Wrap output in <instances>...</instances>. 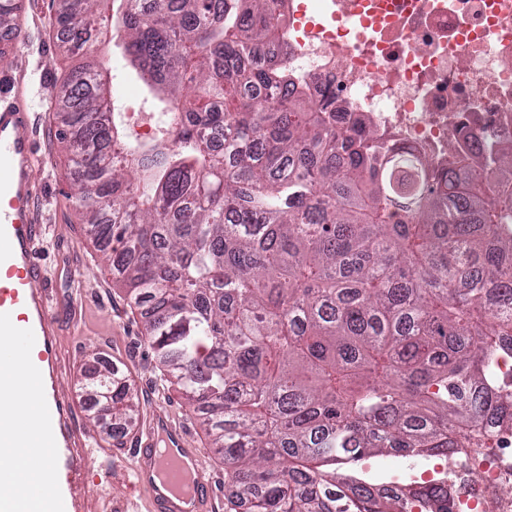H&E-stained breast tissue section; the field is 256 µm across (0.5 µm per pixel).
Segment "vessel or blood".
Wrapping results in <instances>:
<instances>
[{"mask_svg":"<svg viewBox=\"0 0 512 512\" xmlns=\"http://www.w3.org/2000/svg\"><path fill=\"white\" fill-rule=\"evenodd\" d=\"M4 70L9 85L0 91V370L20 355L27 367L14 384L0 386V446L21 451L16 460L0 464V512H97L100 497L112 490V474L99 463V439L77 424L73 399L60 381L56 305L39 259L46 227L38 116L24 69L8 63ZM27 387L38 392L31 426L20 422L10 402L15 390ZM32 467L55 483L53 494L19 487L21 474ZM131 476L151 512H210L213 479L199 449L188 447L185 432L163 410L149 415Z\"/></svg>","mask_w":512,"mask_h":512,"instance_id":"obj_1","label":"vessel or blood"}]
</instances>
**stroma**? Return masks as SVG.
Masks as SVG:
<instances>
[{
	"instance_id": "obj_1",
	"label": "stroma",
	"mask_w": 512,
	"mask_h": 512,
	"mask_svg": "<svg viewBox=\"0 0 512 512\" xmlns=\"http://www.w3.org/2000/svg\"><path fill=\"white\" fill-rule=\"evenodd\" d=\"M58 0H23L19 23L25 37H8L0 30V63L25 61L34 76L48 86L59 84L65 72L78 65L79 57L63 54L53 28ZM38 114L37 144L45 157L40 177L47 194L42 202L43 219L50 231L41 255L57 280L56 309L63 351L61 381L75 401L78 421L98 436L106 449L105 462L112 468L114 489L106 512H147L130 484L131 455L138 446L144 422L124 427L94 424V402L84 390V375L102 359L129 379L139 398L141 411L166 408L175 423L183 425L199 448L219 495L213 512H225L228 489L224 465L215 454L199 420L158 366L143 339L140 312L130 305L116 273L86 237L80 214L70 195L76 173L66 144L58 139L61 128L52 101L35 104Z\"/></svg>"
}]
</instances>
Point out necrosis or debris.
I'll use <instances>...</instances> for the list:
<instances>
[{
    "instance_id": "necrosis-or-debris-1",
    "label": "necrosis or debris",
    "mask_w": 512,
    "mask_h": 512,
    "mask_svg": "<svg viewBox=\"0 0 512 512\" xmlns=\"http://www.w3.org/2000/svg\"><path fill=\"white\" fill-rule=\"evenodd\" d=\"M286 57L311 98L399 152L474 157L512 142V0H286ZM457 512H512V448L449 451Z\"/></svg>"
}]
</instances>
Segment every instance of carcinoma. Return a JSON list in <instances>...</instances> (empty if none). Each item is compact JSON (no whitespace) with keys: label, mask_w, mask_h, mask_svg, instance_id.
Wrapping results in <instances>:
<instances>
[{"label":"carcinoma","mask_w":512,"mask_h":512,"mask_svg":"<svg viewBox=\"0 0 512 512\" xmlns=\"http://www.w3.org/2000/svg\"><path fill=\"white\" fill-rule=\"evenodd\" d=\"M56 25L71 56L121 37L161 114L126 140L93 59L54 94L86 232L222 454L227 512H402L362 461L479 452L488 419L512 436V145L387 153L267 52L277 0H60ZM85 389L134 425L112 366ZM409 493L453 512L441 485Z\"/></svg>","instance_id":"carcinoma-1"}]
</instances>
